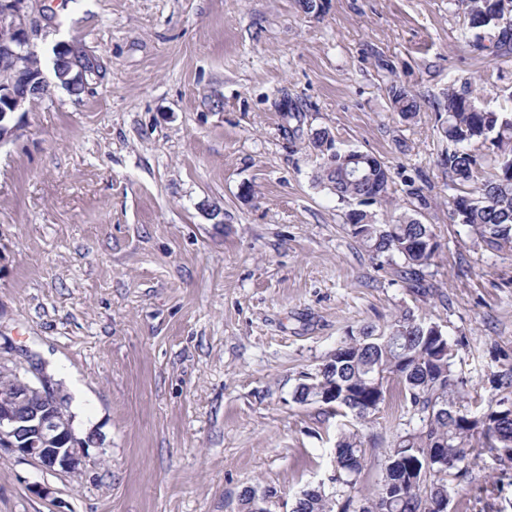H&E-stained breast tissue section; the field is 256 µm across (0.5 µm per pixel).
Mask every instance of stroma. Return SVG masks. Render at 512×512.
Returning a JSON list of instances; mask_svg holds the SVG:
<instances>
[{"instance_id": "35a3bbf8", "label": "stroma", "mask_w": 512, "mask_h": 512, "mask_svg": "<svg viewBox=\"0 0 512 512\" xmlns=\"http://www.w3.org/2000/svg\"><path fill=\"white\" fill-rule=\"evenodd\" d=\"M41 60L91 58L81 95L52 88L0 145V365L51 375L86 401L77 472L0 447V512H242L247 488L294 504L334 486L341 417L296 403L349 331L402 311L441 326L465 406L512 366V252L448 221L449 89L512 111V64L475 50L449 0H29ZM415 94L402 120L390 85ZM392 175L380 220L431 225L438 251L412 291L401 257L353 236L317 185L313 130ZM427 186V207L406 193ZM397 382L361 427L353 497L420 428ZM447 512H512V461L449 474Z\"/></svg>"}]
</instances>
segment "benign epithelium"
<instances>
[{"mask_svg": "<svg viewBox=\"0 0 512 512\" xmlns=\"http://www.w3.org/2000/svg\"><path fill=\"white\" fill-rule=\"evenodd\" d=\"M26 0H0V59L37 55L23 5ZM95 72L94 62L85 57L70 59L53 68L55 84L65 88L87 84ZM34 99L17 90L12 80L0 76V145L16 136L14 114L26 112ZM53 405H48V402ZM60 400L54 380L40 372L36 381L24 382L21 390H0V446L36 460L49 471L74 472L82 462L85 443L77 438L63 416L55 411Z\"/></svg>", "mask_w": 512, "mask_h": 512, "instance_id": "benign-epithelium-1", "label": "benign epithelium"}]
</instances>
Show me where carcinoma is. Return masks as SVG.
<instances>
[{"label": "carcinoma", "instance_id": "carcinoma-1", "mask_svg": "<svg viewBox=\"0 0 512 512\" xmlns=\"http://www.w3.org/2000/svg\"><path fill=\"white\" fill-rule=\"evenodd\" d=\"M460 10L475 46L503 56L512 49V24L498 23V0H451ZM395 112L414 118L418 105L414 94L390 87ZM438 132L448 142L442 159L457 194L450 201V223L464 227L477 245L496 251L512 249V112L481 107L469 87L448 91L445 118ZM475 142L495 148L486 159L472 153ZM320 158L316 182L342 202L363 204L389 199L392 178L384 164L371 169L366 180L350 175L354 154L335 150V139L326 128L312 133ZM352 234L373 255L397 254L405 271L422 280V270L438 250L431 225L401 215L380 223L365 209L349 212ZM453 348L440 325L415 318L406 310L384 333L372 327L351 333L336 347L314 374H307L295 391L301 404L324 405L336 414L362 422L368 419L369 402L384 401L387 383L395 377L406 407L421 415L422 428L397 437L387 453L388 469L378 488L363 497L360 509L353 497L339 500L324 484L308 488L296 499V512H427L434 500L447 499L451 488L448 471L467 470L472 458L486 450L512 460V367L497 374V389L478 415L458 405L455 394L463 384L454 367ZM366 448L359 430L347 424L340 429L333 456L332 484L355 487Z\"/></svg>", "mask_w": 512, "mask_h": 512}]
</instances>
